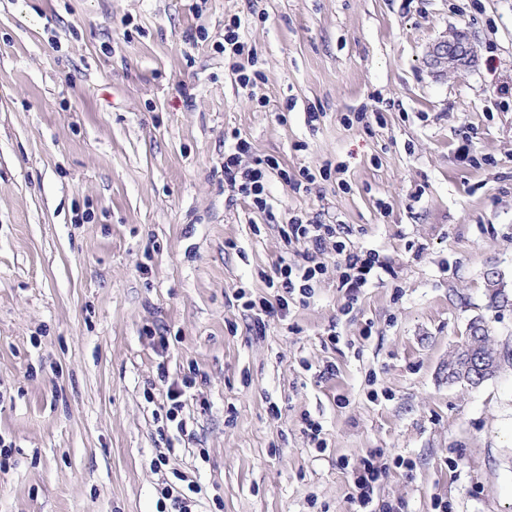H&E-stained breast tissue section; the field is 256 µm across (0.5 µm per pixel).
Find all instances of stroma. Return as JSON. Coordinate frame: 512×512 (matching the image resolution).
Here are the masks:
<instances>
[{
  "label": "stroma",
  "mask_w": 512,
  "mask_h": 512,
  "mask_svg": "<svg viewBox=\"0 0 512 512\" xmlns=\"http://www.w3.org/2000/svg\"><path fill=\"white\" fill-rule=\"evenodd\" d=\"M461 28L473 61L431 68ZM234 133L280 162L271 213L224 182ZM338 162L346 187L292 190ZM296 214L390 270L353 301L327 250L260 328L236 296L272 297ZM491 271L512 292V0H0V512H162L175 469L203 512H358L371 454L400 512H512V361L448 381L473 318L512 351ZM188 376L190 433L160 432ZM241 21L234 17L224 24V60H228L230 68L237 74L239 84L242 88H247L260 77L259 71L248 72L247 67L241 62L246 54V45L240 40L239 30Z\"/></svg>",
  "instance_id": "1"
}]
</instances>
